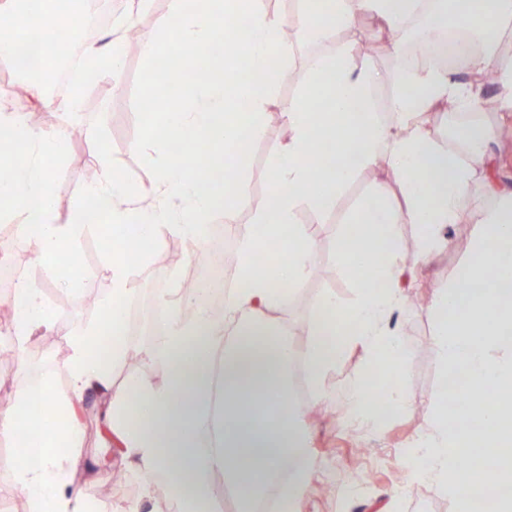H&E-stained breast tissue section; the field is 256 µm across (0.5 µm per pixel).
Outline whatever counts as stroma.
<instances>
[{"mask_svg": "<svg viewBox=\"0 0 512 512\" xmlns=\"http://www.w3.org/2000/svg\"><path fill=\"white\" fill-rule=\"evenodd\" d=\"M377 42V53L365 56L360 52L364 40ZM347 51L355 64L371 63L382 72L391 74L398 68L399 53L390 49L387 37L377 35L374 23L365 28L330 32L317 46L298 41L293 45L290 64L284 65L281 78L267 105L262 129L246 145L248 161L240 181L238 221L251 223L253 204L267 201L269 183L266 177L270 152L288 138V128L282 114L289 102L297 98L303 86L314 53H330L336 48ZM173 58H165L154 76H147L146 65L139 50L127 49L121 70L116 76L102 78L84 93V109L78 118H60L59 126L69 137V151L59 172L61 189L56 199V211L67 216L81 198L85 186L83 172L95 166L100 149H108L115 167L137 185H149L161 157L144 145V127L150 118L146 110V86L155 93L170 94L167 73ZM456 78L477 89L482 96L500 100V111L483 114V121L494 127H512V105L502 100L501 85L484 84L469 61L452 68ZM485 184V183H484ZM483 183H475L468 198L466 225L448 226L444 234L449 238V249L431 257L414 271L425 293L432 294L447 287L456 268L468 260V250L460 249L461 232L476 235L485 208L493 200ZM385 191L393 206L403 204V198L392 172L379 165L361 171L325 212L322 219L308 209H301L296 220L307 225L316 244L315 264L309 278L293 293L280 309L279 315L288 329V338L296 350H303L307 337V323L320 297L336 293L345 302L354 297L353 282L336 268L337 236L348 215L356 210L369 195ZM212 233L202 245L201 256L192 258L190 266L162 265L157 257L138 268L132 278L134 288L143 297L155 295L158 288L168 286L172 277H185L189 268L203 269L206 258L215 252L232 253L236 250L233 237L225 230L223 212L211 218ZM101 228H89L82 235L75 258L83 285L99 291L101 303L107 302L111 282L103 268L106 253L101 246ZM16 244L25 256L32 273L29 283L40 288L55 317L58 328L40 330L39 340H53L57 355L36 361L12 357L7 365H0V398H12L17 386L48 377L58 391H66L68 378L64 365L69 350L64 333H79L98 322L99 307L86 308L82 295L67 290L41 264L28 239L17 237ZM392 328L401 330L408 350L403 375L402 391L409 402L408 409L386 422L382 430L353 427L346 423L342 413L310 422V458L312 476L308 491L297 506L298 512H454V504L446 494L436 492L425 481H408L405 450L417 434L429 425L430 401L439 383L440 363L431 342L435 319L429 305L409 304L395 313ZM106 399L91 392L85 395L77 409L82 427L81 449L87 468L80 475L89 487H96L114 477L111 499L101 501L102 512H114L116 507L140 503L145 499L143 479L131 471L116 452L102 446L103 414Z\"/></svg>", "mask_w": 512, "mask_h": 512, "instance_id": "obj_1", "label": "stroma"}]
</instances>
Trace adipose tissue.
I'll list each match as a JSON object with an SVG mask.
<instances>
[{
	"label": "adipose tissue",
	"mask_w": 512,
	"mask_h": 512,
	"mask_svg": "<svg viewBox=\"0 0 512 512\" xmlns=\"http://www.w3.org/2000/svg\"><path fill=\"white\" fill-rule=\"evenodd\" d=\"M256 0H197L182 13L178 28L159 18V38L144 43L141 53L153 62L162 50L192 57V80L182 69L168 82L179 88L160 113L163 146L210 149L207 175L171 161L160 165L150 186L129 185L112 165L108 152L96 163L97 177L67 217L55 210L61 188L59 169L66 157V136L29 126L16 112L0 105V222L19 220L40 258L71 289L82 277L75 250L82 232L100 217L104 236V271L112 288L99 323L86 331L66 333L70 349L64 366L69 391L58 394L49 379L19 388L9 409L0 414V437L16 449L5 465L14 488L25 496L28 512H100L87 488L75 485L83 469L81 429L74 411L88 390L109 397L104 414L106 447L146 480L179 463L180 479L170 481L163 500L151 512H208L224 484L240 499V512L257 503L301 500L309 487L311 461L305 410L292 400L295 365H302L314 404L333 406L326 378L347 350L361 348L364 370L352 386L347 417L375 423V394L387 398V413L407 408L401 380L407 350L389 319L408 304L403 285L409 265L432 257L448 244L441 231L465 221L470 187L491 157L489 142L497 132L478 122L457 128L449 147L433 138L423 116L454 102L481 112L484 97L444 68H403L383 75L373 64H352L345 51L321 56L310 65L300 95L285 112L288 139L267 160L270 202L256 209L252 223L236 222L238 174L246 163L242 148L261 130L265 106L280 78V64L290 58L284 28L302 27L308 39H324L335 28L352 26L357 16L378 19L390 31L404 29L419 15L425 0H305L304 12L288 17L259 11ZM74 0H0V54L20 35L54 34ZM451 23L472 33L485 52L473 56L477 69L496 65L504 91L512 97V60L495 59L492 49L502 23L512 18V0H447ZM131 16L108 32L106 41H86L80 53L87 61L71 94L44 97L51 59L28 72V91L45 107L70 115L82 110L83 86L116 74L125 54V32ZM393 86L383 109L373 93L382 82ZM398 118L384 122L381 112ZM386 165L398 178L405 208L394 211L384 196L366 200L348 218L336 246V266L343 274L366 270L354 284L355 298L346 303L328 293L308 322L304 352L288 342V331L276 311L286 288L300 285L311 273L314 240L296 214L306 207L323 212L364 169ZM223 211L236 241L235 285L224 292V314L213 321L205 311L185 317L187 298L179 288L156 295L163 325L145 347L163 366L165 384H153L143 373L129 374L113 387L112 373L132 352L126 336L125 311L133 299L135 268L146 263L163 234L203 241L215 211ZM414 225L416 250L405 254L397 244L398 223ZM18 343L36 331L56 329L40 289L17 284L11 298ZM263 385L273 396L252 392Z\"/></svg>",
	"instance_id": "adipose-tissue-1"
}]
</instances>
